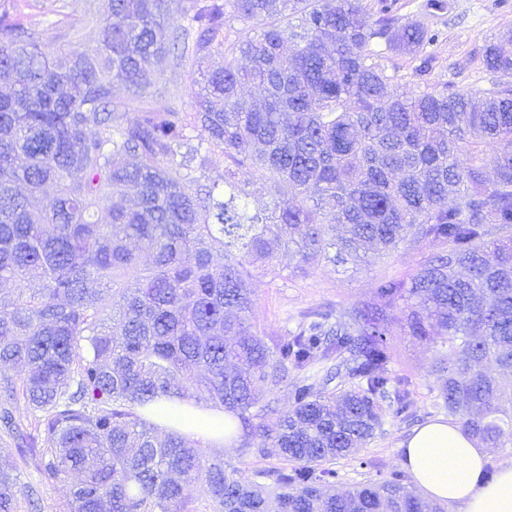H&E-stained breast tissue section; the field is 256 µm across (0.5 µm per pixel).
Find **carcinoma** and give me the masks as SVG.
<instances>
[{"label": "carcinoma", "mask_w": 512, "mask_h": 512, "mask_svg": "<svg viewBox=\"0 0 512 512\" xmlns=\"http://www.w3.org/2000/svg\"><path fill=\"white\" fill-rule=\"evenodd\" d=\"M73 37L86 47L51 56L0 14V425L18 454L47 479L80 475L64 512H196L194 486L210 512H442L401 471L340 493L322 464L373 438L389 391L409 408L388 371L399 300L410 335L447 347L448 417L485 448L508 442L512 381L488 367L512 374V53L486 48L502 78L490 88L439 89L424 79L438 33L361 0H85ZM381 47L420 60L417 88L390 90ZM215 53L224 66L210 69ZM167 57L190 65L192 111L112 109L115 82L160 90L148 62ZM219 160L222 193L202 184ZM243 166L273 183L272 209H247ZM407 240L445 249L346 318L315 308L271 347L258 336L256 265L281 250L356 261ZM26 278L29 296L4 291ZM336 360L357 387L306 377L287 412L253 425L257 388ZM160 397L229 415L244 450L291 468L258 473L269 484L226 474L199 441L159 435ZM19 494L1 470L0 512H18Z\"/></svg>", "instance_id": "1"}]
</instances>
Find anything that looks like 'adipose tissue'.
I'll return each mask as SVG.
<instances>
[{"label":"adipose tissue","mask_w":512,"mask_h":512,"mask_svg":"<svg viewBox=\"0 0 512 512\" xmlns=\"http://www.w3.org/2000/svg\"><path fill=\"white\" fill-rule=\"evenodd\" d=\"M152 411L158 423L194 439L227 443L233 434L231 422L201 416L186 404L161 398ZM403 448V464L426 498L461 506L462 512H512V463L495 482L481 483L486 455L458 424L443 417L428 421L412 430Z\"/></svg>","instance_id":"1"}]
</instances>
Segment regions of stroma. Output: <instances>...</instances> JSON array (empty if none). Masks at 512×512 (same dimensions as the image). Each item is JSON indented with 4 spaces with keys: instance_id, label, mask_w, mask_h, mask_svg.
Segmentation results:
<instances>
[{
    "instance_id": "1",
    "label": "stroma",
    "mask_w": 512,
    "mask_h": 512,
    "mask_svg": "<svg viewBox=\"0 0 512 512\" xmlns=\"http://www.w3.org/2000/svg\"><path fill=\"white\" fill-rule=\"evenodd\" d=\"M425 0H397L400 16L438 30L439 39L433 47L435 60L429 75L431 83L452 85L461 90L488 88L495 81L483 63L486 46L495 43L499 35L512 31V0H449L450 9L435 15L424 8ZM17 14L19 19L39 32L47 51L60 52L73 48L72 27L83 19V0H0V11ZM169 91L166 98L131 97L124 86L112 88V104L120 112L160 110L174 106L191 107V83L188 68L159 65ZM442 246L435 241L405 243L389 254H369L358 262L300 268L296 256L278 253L274 272L255 271L251 286L254 290L255 325L259 335L284 336L295 331L306 311L329 305L337 314L347 315L377 299V287L382 280L410 281L418 266ZM405 302L393 304L389 311L390 331L386 337L391 360V376L404 381L409 392V412L397 414L392 399L381 403L382 424L366 448L353 457L331 462L336 472V486L347 490L358 484L378 483L400 470L402 443L412 430L431 419L440 417L436 395L440 379L432 366L437 345L411 336L403 323ZM226 473L245 481L255 480L257 472L278 467L274 458H263L229 445L220 450ZM0 468L17 477L20 487H31L34 505H22L20 512H61L68 496L69 481L45 478L31 459L20 458L13 440L0 429Z\"/></svg>"
}]
</instances>
